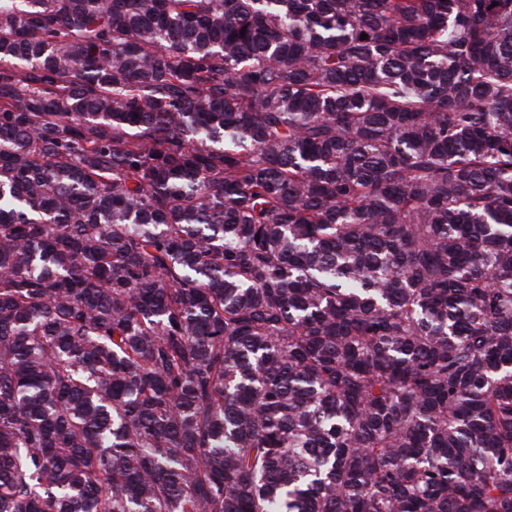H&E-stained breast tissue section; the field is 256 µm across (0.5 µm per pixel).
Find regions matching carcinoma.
I'll return each instance as SVG.
<instances>
[{"label": "carcinoma", "mask_w": 512, "mask_h": 512, "mask_svg": "<svg viewBox=\"0 0 512 512\" xmlns=\"http://www.w3.org/2000/svg\"><path fill=\"white\" fill-rule=\"evenodd\" d=\"M0 512H512V0H0Z\"/></svg>", "instance_id": "carcinoma-1"}]
</instances>
